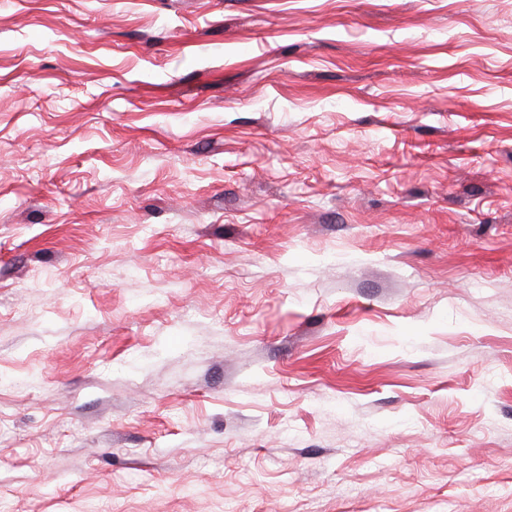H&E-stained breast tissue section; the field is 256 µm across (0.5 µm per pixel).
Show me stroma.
<instances>
[{"instance_id":"stroma-1","label":"stroma","mask_w":512,"mask_h":512,"mask_svg":"<svg viewBox=\"0 0 512 512\" xmlns=\"http://www.w3.org/2000/svg\"><path fill=\"white\" fill-rule=\"evenodd\" d=\"M0 512H512V0H0Z\"/></svg>"}]
</instances>
